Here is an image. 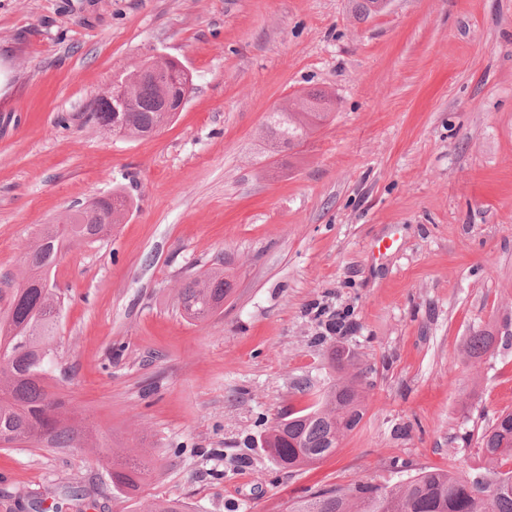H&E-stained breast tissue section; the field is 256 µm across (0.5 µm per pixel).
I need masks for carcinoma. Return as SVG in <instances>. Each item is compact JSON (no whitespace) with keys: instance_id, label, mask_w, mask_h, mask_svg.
I'll return each mask as SVG.
<instances>
[{"instance_id":"cac0c4a2","label":"carcinoma","mask_w":512,"mask_h":512,"mask_svg":"<svg viewBox=\"0 0 512 512\" xmlns=\"http://www.w3.org/2000/svg\"><path fill=\"white\" fill-rule=\"evenodd\" d=\"M185 82L172 70L162 81L145 78L133 89L131 112H108L97 101L92 118L104 128L115 120L124 123L127 136L145 138L170 122L161 111L162 84ZM324 97L310 95L273 112L262 129L263 138L277 151L299 145L326 118L319 111ZM130 200L120 190L79 208L64 224L45 228L37 243L28 247L23 263L29 271L28 287L17 288L7 309L0 314V443H44L70 450L92 447V432L78 419L77 407L69 404L51 384L48 355L56 335L61 300L48 286L49 273L59 253L72 240L93 241L121 223ZM234 288L232 277L222 270L197 273L179 289L183 314L204 321L224 307ZM493 337L479 332L467 343L468 355L479 358ZM363 371L341 378L318 401L300 410L291 409L266 434V452L283 469L312 466L336 451V434L353 431L361 422ZM512 411L500 412L477 438V450L487 463L473 476L450 470H422L392 486L334 487L306 499L288 503L286 512H512ZM112 485L132 495L149 471L148 462L137 458L105 459Z\"/></svg>"}]
</instances>
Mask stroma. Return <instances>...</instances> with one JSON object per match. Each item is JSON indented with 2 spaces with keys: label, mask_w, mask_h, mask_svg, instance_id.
<instances>
[{
  "label": "stroma",
  "mask_w": 512,
  "mask_h": 512,
  "mask_svg": "<svg viewBox=\"0 0 512 512\" xmlns=\"http://www.w3.org/2000/svg\"><path fill=\"white\" fill-rule=\"evenodd\" d=\"M156 54L192 76L183 112L148 139L98 125L91 103ZM313 92L324 124L268 155L266 116ZM115 190L122 223L50 275L52 369L99 446L0 447V512H285L483 470L477 435L512 411V0H0V306L43 228ZM213 267L233 291L190 320L178 289ZM335 348L369 371L363 418L281 469L260 439L338 380ZM108 448L149 461L135 496Z\"/></svg>",
  "instance_id": "obj_1"
}]
</instances>
